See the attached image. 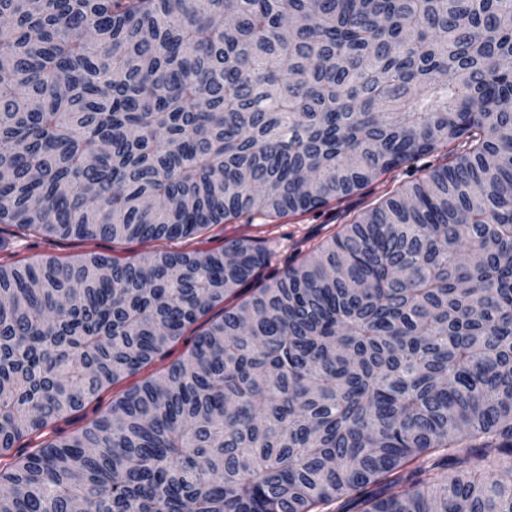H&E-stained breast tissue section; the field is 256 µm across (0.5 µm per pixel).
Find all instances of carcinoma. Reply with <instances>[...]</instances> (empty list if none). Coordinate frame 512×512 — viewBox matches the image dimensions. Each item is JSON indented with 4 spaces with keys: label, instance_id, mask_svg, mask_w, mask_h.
<instances>
[{
    "label": "carcinoma",
    "instance_id": "carcinoma-1",
    "mask_svg": "<svg viewBox=\"0 0 512 512\" xmlns=\"http://www.w3.org/2000/svg\"><path fill=\"white\" fill-rule=\"evenodd\" d=\"M0 17V224L171 241L408 175L268 273L248 238L0 264V512H512V0ZM221 308L222 306H217L207 316L200 319L199 322L186 332L185 336L177 344L168 350L163 358L157 359L147 365L136 376L121 379L116 384L103 388L94 398L86 403L82 410L65 414L62 418L56 420L51 428L47 429L49 436L56 434L68 435L81 429L83 426L109 410L112 406V400L121 396L134 383L145 378L162 375L171 362L180 359L186 354L194 336L193 331L195 329L200 331L204 327L203 323L208 318L219 313Z\"/></svg>",
    "mask_w": 512,
    "mask_h": 512
}]
</instances>
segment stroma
<instances>
[{
	"label": "stroma",
	"mask_w": 512,
	"mask_h": 512,
	"mask_svg": "<svg viewBox=\"0 0 512 512\" xmlns=\"http://www.w3.org/2000/svg\"><path fill=\"white\" fill-rule=\"evenodd\" d=\"M385 191V185H372L342 204H332L319 211L286 217L270 223L258 217L253 223L248 224L240 218L212 226L193 238L157 243L26 236L12 225L0 224V262L23 264L46 257L68 261L94 252L117 259H129L155 249L217 251L223 247L226 237L243 234L261 239L274 260L282 262L288 260L296 249L320 242L330 235L337 225L347 223L355 212L370 205ZM132 384V379L126 378L103 388L82 410L65 414L56 420L50 428L51 434L68 435L81 429L109 410L113 399L121 396Z\"/></svg>",
	"instance_id": "35a3bbf8"
}]
</instances>
